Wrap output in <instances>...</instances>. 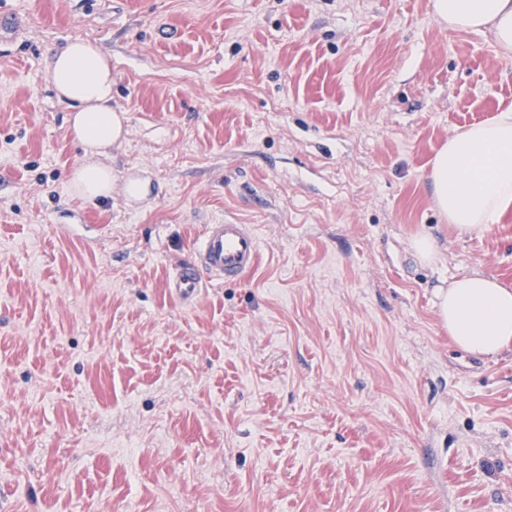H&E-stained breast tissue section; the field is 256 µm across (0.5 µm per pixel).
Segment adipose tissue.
Returning a JSON list of instances; mask_svg holds the SVG:
<instances>
[{
  "mask_svg": "<svg viewBox=\"0 0 512 512\" xmlns=\"http://www.w3.org/2000/svg\"><path fill=\"white\" fill-rule=\"evenodd\" d=\"M434 18L453 32L490 34L512 57V0H431ZM50 80L69 110V131L84 150L70 177L86 200L112 194L102 163L124 134V113L112 107V61L89 40L72 41L52 59ZM436 208L459 234H480L512 210V109L473 124L437 153L430 175ZM437 317L462 350L494 356L512 347V287L479 272L454 280L439 297Z\"/></svg>",
  "mask_w": 512,
  "mask_h": 512,
  "instance_id": "1",
  "label": "adipose tissue"
}]
</instances>
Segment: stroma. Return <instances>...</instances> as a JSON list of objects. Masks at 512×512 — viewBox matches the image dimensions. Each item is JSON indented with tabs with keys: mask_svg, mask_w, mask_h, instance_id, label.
Here are the masks:
<instances>
[{
	"mask_svg": "<svg viewBox=\"0 0 512 512\" xmlns=\"http://www.w3.org/2000/svg\"><path fill=\"white\" fill-rule=\"evenodd\" d=\"M1 11L0 512H512V351L469 354L436 315L462 275L512 286V211L458 234L430 183L512 107L490 35L431 0ZM78 37L126 116L96 203L50 81ZM227 218L256 267L181 304L168 270Z\"/></svg>",
	"mask_w": 512,
	"mask_h": 512,
	"instance_id": "obj_1",
	"label": "stroma"
}]
</instances>
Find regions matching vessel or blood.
<instances>
[{
    "label": "vessel or blood",
    "instance_id": "b4317fda",
    "mask_svg": "<svg viewBox=\"0 0 512 512\" xmlns=\"http://www.w3.org/2000/svg\"><path fill=\"white\" fill-rule=\"evenodd\" d=\"M193 250L196 263L173 268L167 278L170 292L182 303H193L204 280L236 281L257 262V235L249 224L222 222L205 225Z\"/></svg>",
    "mask_w": 512,
    "mask_h": 512
}]
</instances>
